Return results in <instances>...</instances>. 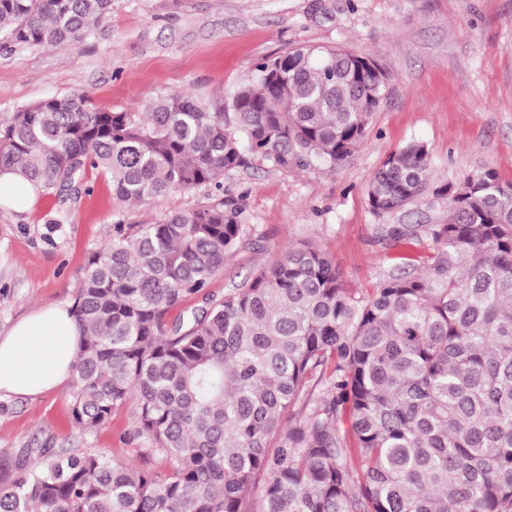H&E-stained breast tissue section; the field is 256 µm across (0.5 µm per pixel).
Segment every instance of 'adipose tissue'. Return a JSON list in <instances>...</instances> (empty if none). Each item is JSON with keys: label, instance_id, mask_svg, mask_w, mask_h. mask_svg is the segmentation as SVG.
<instances>
[{"label": "adipose tissue", "instance_id": "ef3b65f1", "mask_svg": "<svg viewBox=\"0 0 512 512\" xmlns=\"http://www.w3.org/2000/svg\"><path fill=\"white\" fill-rule=\"evenodd\" d=\"M81 332L67 306H52L17 322L0 338V392L36 395L71 376Z\"/></svg>", "mask_w": 512, "mask_h": 512}]
</instances>
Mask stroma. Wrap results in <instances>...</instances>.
Listing matches in <instances>:
<instances>
[{
	"instance_id": "35a3bbf8",
	"label": "stroma",
	"mask_w": 512,
	"mask_h": 512,
	"mask_svg": "<svg viewBox=\"0 0 512 512\" xmlns=\"http://www.w3.org/2000/svg\"><path fill=\"white\" fill-rule=\"evenodd\" d=\"M341 46L373 59L387 88L363 142L333 170L273 169L260 161L224 178L249 232L210 282L218 296L303 243L327 250L349 288L373 291L398 262L384 224H444L448 202L425 199L374 214L366 188L388 154L423 142L433 186L490 168L512 184V0H112L108 23L83 42L27 48L0 42V125L20 106L88 95L115 111L190 92L229 102L257 62L294 45ZM211 189L123 203L109 178L89 176L63 196L40 194L24 211L0 209V337L39 308L73 305L89 254L116 224H155L188 211ZM71 382L33 396L0 395V481L17 449L104 448L148 470L132 408L96 431L79 430Z\"/></svg>"
}]
</instances>
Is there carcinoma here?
Returning a JSON list of instances; mask_svg holds the SVG:
<instances>
[{
	"instance_id": "1",
	"label": "carcinoma",
	"mask_w": 512,
	"mask_h": 512,
	"mask_svg": "<svg viewBox=\"0 0 512 512\" xmlns=\"http://www.w3.org/2000/svg\"><path fill=\"white\" fill-rule=\"evenodd\" d=\"M111 13L112 0H0V34L75 45ZM282 57L288 72L256 64L226 106L175 93L142 112L85 94L21 107L0 126V171L58 195L98 171L139 203L219 191L251 157L334 169L365 138L386 77L338 47ZM430 166L412 141L368 185L377 215L446 196L448 223L427 228L424 271L408 258L366 297L313 244L215 297L211 279L246 236L243 209L216 195L112 225L73 307L72 416L93 431L132 403L156 469L100 448H20L0 512H512V185L486 169L431 189ZM418 231L382 225L391 247Z\"/></svg>"
}]
</instances>
